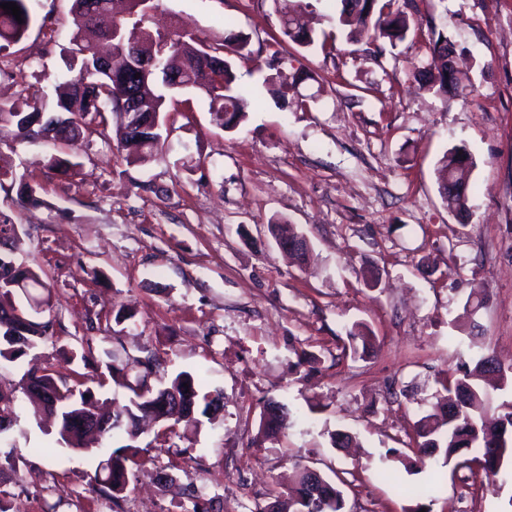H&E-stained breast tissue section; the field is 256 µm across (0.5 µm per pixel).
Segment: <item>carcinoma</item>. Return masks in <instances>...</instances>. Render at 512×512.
I'll return each instance as SVG.
<instances>
[{
  "mask_svg": "<svg viewBox=\"0 0 512 512\" xmlns=\"http://www.w3.org/2000/svg\"><path fill=\"white\" fill-rule=\"evenodd\" d=\"M13 1L20 7L23 22L0 8V51L21 41L32 22L30 0ZM99 13L90 16L85 12L86 0H72L71 16L73 30L69 40L67 74L58 79L54 86V99L30 104L24 98L9 108L0 107V126L15 128L23 140L35 141L40 129L33 128L39 117L52 126V138L68 146L76 145L85 134L97 133L107 137L108 127H113L115 138L120 143H134L140 157L153 156L165 142L162 130L150 131L157 113L168 112L167 104L159 103L165 93L155 83L144 84L139 89L140 116L146 129L123 119L126 100L116 94L123 72L115 69L108 73L99 69L100 43L112 44V54L130 55L134 46L151 36L166 48L163 67L182 76L192 83L191 93H200L209 100V112L213 121L226 130H234L248 118L254 92L234 86L233 64L228 55L249 57V36L224 28V38L217 47L207 48L196 42L187 30L151 34L146 26L147 16L142 10L132 11L128 7L117 10L120 0H96ZM275 11L280 17V31L283 37L302 47L316 44L317 37L300 24L307 4L303 0H273ZM394 0H366L357 12L342 3L336 26L348 31V36L366 35L377 44V51H383L384 44L395 46L406 39L408 34L422 27V22L407 11L392 9ZM455 54L454 44L439 33L431 38L427 47L428 60L423 66L414 67V78L421 87L446 96L459 93L456 82L445 76L448 71V57ZM470 156L464 145L449 149L439 161L438 181L469 179L471 172L458 166L459 157ZM14 289L0 287V358L17 361L38 347L39 343L53 335V322L39 319V312H30L26 305L14 301ZM350 348L353 353L368 351L373 346L371 331L356 324L349 331ZM106 360L100 363L104 370L97 374L98 383L104 377H116L127 369L139 368L132 381L126 383L129 396L122 402H112V411L98 414L104 424L103 435L113 438L114 434L126 436L127 444L111 452L100 461L93 477L98 490L114 501L122 498L129 484L125 451L135 448L133 442L139 437V418L152 414L159 403L178 395L186 425L198 427V416L211 418L220 408L218 391L202 393L199 383L202 376L181 371L166 379L160 376V363L156 356L147 355L141 360L136 356L105 353ZM502 372L495 356L490 352L475 355L474 366L463 371L462 377L453 382H442L443 389L454 394L455 403H438L416 422L415 459L410 465H426L436 454L444 456L450 464L473 448L482 450L474 458L489 485L505 482L503 469L507 449L503 448L504 438L512 433V412L504 414L505 420L488 423L483 414L493 408V393L502 389L503 384L490 382L491 375ZM25 387L40 389L45 397L30 398L33 415H53L57 419L58 442L67 448L82 453L93 449L84 444L87 431L77 418L85 413L95 414L92 405L94 393L78 381L73 385L59 383L51 372L42 375L25 373ZM260 422V433L276 436L290 426V411L275 400L265 401ZM304 492V470L298 471L295 486L288 491L289 512H344L345 496L339 484L323 479L322 495L326 507L310 510L300 496Z\"/></svg>",
  "mask_w": 512,
  "mask_h": 512,
  "instance_id": "carcinoma-1",
  "label": "carcinoma"
}]
</instances>
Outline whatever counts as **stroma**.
Returning <instances> with one entry per match:
<instances>
[{
  "instance_id": "obj_1",
  "label": "stroma",
  "mask_w": 512,
  "mask_h": 512,
  "mask_svg": "<svg viewBox=\"0 0 512 512\" xmlns=\"http://www.w3.org/2000/svg\"><path fill=\"white\" fill-rule=\"evenodd\" d=\"M155 5L154 30L183 27L206 45L221 43L228 24L249 34L254 56L236 60V82L259 102L231 132L203 105L176 116L163 152L143 165L126 164L117 141L88 136L73 176L48 164L67 146L0 127L13 178L0 188V215L18 227L0 257L44 274L43 317L55 323L20 362L0 358V391L13 393L17 415L0 444V460L13 464L0 473L11 512H183L193 501L203 512H253L303 466L349 473L347 512H409L412 489L436 479L431 512H512L511 482L492 491L439 458L413 472L395 459L410 454L413 425L442 381L473 355L471 332L500 363L499 399L512 405V0H411L415 18L454 42L462 96L414 80L427 30L380 54L341 34L328 54L282 42V56L313 74L299 88L317 96L304 110L267 81L279 33L272 0ZM34 8L26 37L5 52L13 76L0 77L1 106L23 92L52 97L67 71L71 0ZM461 144L476 162L464 224L443 203L436 171ZM26 183L39 206L19 207ZM277 219L308 237L304 263L277 248L268 231ZM370 268L377 284L363 278ZM473 293L485 298L474 313L465 309ZM121 310L132 318L118 324ZM356 323L373 331V355L344 353ZM118 346L159 355L166 376L201 374L224 408L163 442L142 433L115 505L90 485L106 450L58 445L19 384L33 362L61 379L91 376L71 351L96 361ZM269 398L292 425L262 441ZM339 429L355 448L331 446ZM47 441L55 457L38 454Z\"/></svg>"
}]
</instances>
